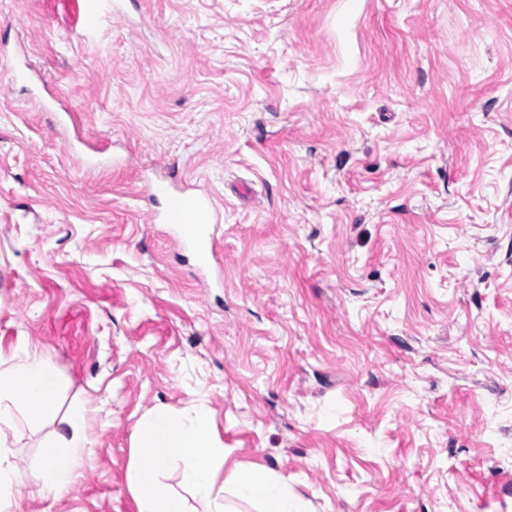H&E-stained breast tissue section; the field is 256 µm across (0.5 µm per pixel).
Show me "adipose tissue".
Listing matches in <instances>:
<instances>
[{"label": "adipose tissue", "instance_id": "obj_1", "mask_svg": "<svg viewBox=\"0 0 512 512\" xmlns=\"http://www.w3.org/2000/svg\"><path fill=\"white\" fill-rule=\"evenodd\" d=\"M59 391L58 370L50 357L34 354L19 364L0 366V424L19 406L35 419H55ZM91 446L85 414L76 412L67 418L65 429L54 432L41 447V465L32 475L39 493L48 499L66 493ZM134 448L130 484L137 512H231L217 484L224 446L204 406L153 409L135 426ZM172 462L179 466L177 492L162 483L164 469ZM231 482L234 498L255 505L257 512H306L300 495L271 472L238 471Z\"/></svg>", "mask_w": 512, "mask_h": 512}]
</instances>
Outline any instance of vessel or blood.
<instances>
[{
    "mask_svg": "<svg viewBox=\"0 0 512 512\" xmlns=\"http://www.w3.org/2000/svg\"><path fill=\"white\" fill-rule=\"evenodd\" d=\"M74 21L87 32L98 29L112 9L111 0H60ZM145 195L162 202V209L150 215L152 223L166 227V234L182 249L192 251L203 269L213 270L216 262V229L223 216L210 194L176 185L166 178L147 182Z\"/></svg>",
    "mask_w": 512,
    "mask_h": 512,
    "instance_id": "obj_1",
    "label": "vessel or blood"
}]
</instances>
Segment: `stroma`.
<instances>
[{"instance_id": "stroma-1", "label": "stroma", "mask_w": 512, "mask_h": 512, "mask_svg": "<svg viewBox=\"0 0 512 512\" xmlns=\"http://www.w3.org/2000/svg\"><path fill=\"white\" fill-rule=\"evenodd\" d=\"M0 361L9 512H137L136 422L205 404L224 470L310 512H512V0H138L93 33L0 0ZM104 145L120 165L78 159ZM177 167L224 215L222 273L150 221ZM84 408L60 499L30 473ZM60 378L49 356L31 355L16 365L3 367L0 361V508L13 493V462L2 440L1 424L13 409L21 406L38 420H53L58 414Z\"/></svg>"}]
</instances>
